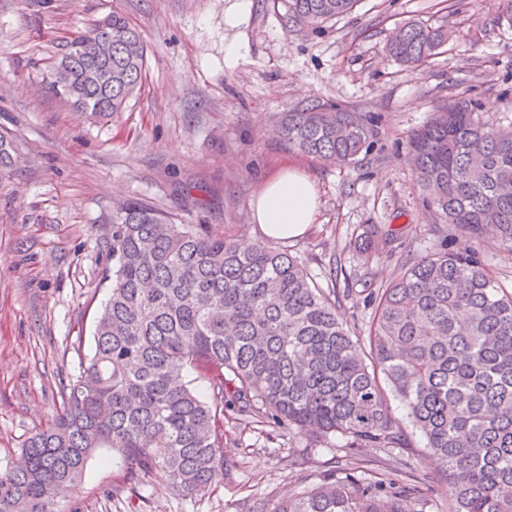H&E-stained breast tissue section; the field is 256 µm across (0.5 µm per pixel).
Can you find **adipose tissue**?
Returning a JSON list of instances; mask_svg holds the SVG:
<instances>
[{"label": "adipose tissue", "instance_id": "adipose-tissue-1", "mask_svg": "<svg viewBox=\"0 0 512 512\" xmlns=\"http://www.w3.org/2000/svg\"><path fill=\"white\" fill-rule=\"evenodd\" d=\"M254 202L256 221L273 241L302 236L318 207L313 182L295 170L264 183Z\"/></svg>", "mask_w": 512, "mask_h": 512}]
</instances>
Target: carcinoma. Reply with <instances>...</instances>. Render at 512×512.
<instances>
[{"label":"carcinoma","instance_id":"carcinoma-1","mask_svg":"<svg viewBox=\"0 0 512 512\" xmlns=\"http://www.w3.org/2000/svg\"><path fill=\"white\" fill-rule=\"evenodd\" d=\"M357 0H270L295 31L316 29ZM448 40L423 23L403 26L388 52L420 66ZM139 30L114 12L67 40L50 66L51 92L94 118L128 107L145 78ZM278 140L314 160L351 165L374 146L360 112L310 104L282 114ZM415 182L436 216L433 249L400 261L391 277L366 272L371 308L353 336L340 296L322 288L306 259L264 242L182 224L142 201L112 209L106 242L107 300L95 350L66 386L61 409L26 440L18 465L0 469V512H58L98 448L122 457L124 478L158 475L193 496L224 480V410L312 440L336 436L359 449H411L399 401L448 479V512H512V292L458 236L492 233L512 253V124L457 99L440 106L408 141ZM14 141L0 133V179L14 173ZM409 229L364 225L363 252L395 254ZM204 376L209 397L180 381ZM166 449L162 458L154 449ZM413 488L372 481L358 467L301 495L250 512H404Z\"/></svg>","mask_w":512,"mask_h":512}]
</instances>
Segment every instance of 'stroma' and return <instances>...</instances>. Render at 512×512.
Returning a JSON list of instances; mask_svg holds the SVG:
<instances>
[{"mask_svg": "<svg viewBox=\"0 0 512 512\" xmlns=\"http://www.w3.org/2000/svg\"><path fill=\"white\" fill-rule=\"evenodd\" d=\"M122 13L147 44V75L124 112L97 121L45 89L64 41L107 13ZM447 29L440 53L417 68L385 46L409 22ZM464 97L481 115L512 121V26L495 0H357L316 30L289 31L264 0H0V132L14 140L15 173L0 180V467L59 407L69 378L92 356L95 317L108 288L105 239L112 207L140 199L184 224L246 225L265 236L253 199L288 169L314 183L317 218L288 246L317 284L346 288L365 269L387 280L395 259L363 261L353 241L366 224L410 225L412 248L431 247L407 157L411 132L436 105ZM315 101L371 116L378 134L357 164H324L279 146L278 113ZM341 265L331 276L332 265ZM408 452L361 449L372 478L418 486L410 512H448V484L423 437ZM235 466L207 493L186 496L150 476L120 485L117 451L97 449L60 512H247L256 501L304 493L349 459L335 439L224 414Z\"/></svg>", "mask_w": 512, "mask_h": 512, "instance_id": "stroma-1", "label": "stroma"}]
</instances>
